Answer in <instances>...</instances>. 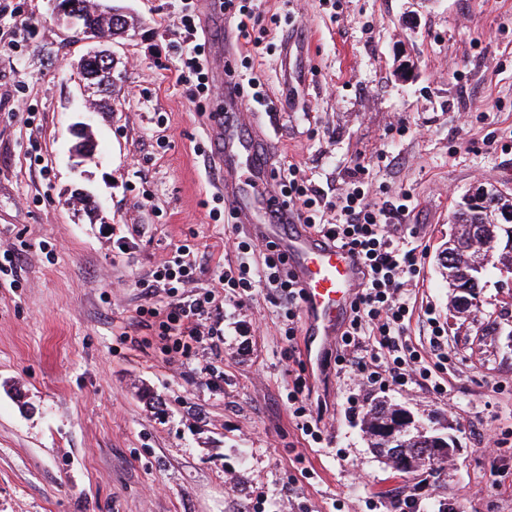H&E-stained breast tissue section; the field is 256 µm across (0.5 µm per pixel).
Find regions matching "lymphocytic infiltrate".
Returning a JSON list of instances; mask_svg holds the SVG:
<instances>
[{
	"mask_svg": "<svg viewBox=\"0 0 512 512\" xmlns=\"http://www.w3.org/2000/svg\"><path fill=\"white\" fill-rule=\"evenodd\" d=\"M197 32L194 15L180 16L176 30L181 46L177 80L194 81L198 91L206 94H220L221 88L206 65L207 46L198 42ZM278 188L304 224L362 261L364 286L336 341L337 363L352 368L360 382L370 387L403 388L415 383L444 393L445 384L434 375L448 359L443 336L436 333L429 339L435 357L430 366L406 340L413 316L407 284L420 272L418 248L405 229L409 194H402L401 204L379 206L358 186L337 193L335 200L328 202L294 164L281 168ZM328 210L335 212V221H325ZM235 251L237 261L219 273V283L241 301L257 289L268 290L283 308L289 342H296L301 293L293 277L286 274L283 259L275 256L270 246L250 238L237 240ZM190 252L189 244L177 245L172 259L154 272L152 285L164 291L168 301L159 306L149 298L137 308L133 332L122 335L130 347H140L137 332L141 329L155 331L169 350L203 343L213 349L218 347L224 334L223 307L211 292L200 294L192 290L197 267L188 261ZM257 253L263 256L258 266L252 262Z\"/></svg>",
	"mask_w": 512,
	"mask_h": 512,
	"instance_id": "1",
	"label": "lymphocytic infiltrate"
}]
</instances>
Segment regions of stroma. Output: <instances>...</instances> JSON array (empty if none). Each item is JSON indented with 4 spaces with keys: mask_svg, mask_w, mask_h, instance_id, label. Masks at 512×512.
<instances>
[{
    "mask_svg": "<svg viewBox=\"0 0 512 512\" xmlns=\"http://www.w3.org/2000/svg\"><path fill=\"white\" fill-rule=\"evenodd\" d=\"M255 3L260 89L271 101L282 79L294 87L263 115L279 163L331 200L357 181L378 204L411 196L422 257L407 338L428 353L437 320L446 394L362 387L331 356L311 380L324 432L306 437L279 305L264 292L237 305L212 279L239 230L209 217L223 193L207 152L217 100L176 82L181 0H124L133 29L110 46L112 108L90 115L73 67L88 44L51 0H0V254L20 278L0 280V512H401L410 496L419 512H512V276L489 275L462 319L436 264L461 197L512 187V0ZM300 30L308 46L282 59V36ZM80 122L90 159L72 155ZM77 190L100 209L68 206ZM183 240L197 289L223 301L224 342L130 350L120 333ZM379 401L453 438L443 470L405 475L376 457L361 421ZM488 435L511 441L488 454Z\"/></svg>",
    "mask_w": 512,
    "mask_h": 512,
    "instance_id": "35a3bbf8",
    "label": "stroma"
}]
</instances>
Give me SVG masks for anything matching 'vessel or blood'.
<instances>
[{
    "instance_id": "vessel-or-blood-1",
    "label": "vessel or blood",
    "mask_w": 512,
    "mask_h": 512,
    "mask_svg": "<svg viewBox=\"0 0 512 512\" xmlns=\"http://www.w3.org/2000/svg\"><path fill=\"white\" fill-rule=\"evenodd\" d=\"M199 11L206 30L224 32L212 42L208 56V68L224 93L207 125L215 160L224 172V196L248 233L271 243L286 259L302 290V351L317 373L325 351L345 326L363 283V265L357 255L303 224L296 211L277 198L273 133L258 112L241 107L239 87L227 74L234 53L229 21L220 0H199Z\"/></svg>"
}]
</instances>
